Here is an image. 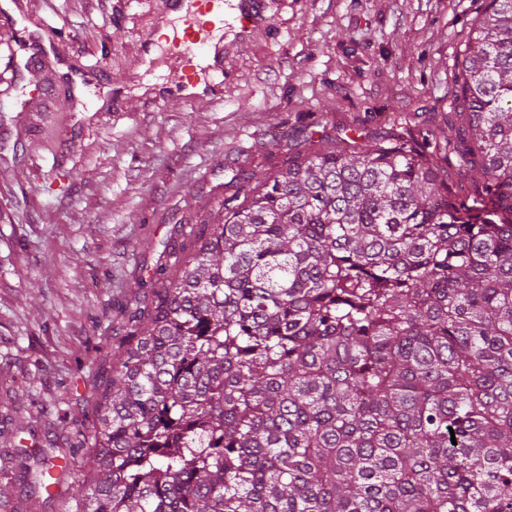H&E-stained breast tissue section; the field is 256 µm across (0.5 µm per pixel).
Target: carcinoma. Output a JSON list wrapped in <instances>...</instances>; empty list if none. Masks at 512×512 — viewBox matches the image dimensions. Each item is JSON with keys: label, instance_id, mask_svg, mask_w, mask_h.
I'll use <instances>...</instances> for the list:
<instances>
[{"label": "carcinoma", "instance_id": "obj_1", "mask_svg": "<svg viewBox=\"0 0 512 512\" xmlns=\"http://www.w3.org/2000/svg\"><path fill=\"white\" fill-rule=\"evenodd\" d=\"M456 86L449 137L232 171L221 222L123 308L92 429L20 459L31 487L72 479L64 512H512V0ZM447 168L452 191L460 197H466L469 193L474 192L475 183L480 181L476 171L459 167L457 158L450 153H448Z\"/></svg>", "mask_w": 512, "mask_h": 512}]
</instances>
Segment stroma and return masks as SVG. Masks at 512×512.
<instances>
[{
	"mask_svg": "<svg viewBox=\"0 0 512 512\" xmlns=\"http://www.w3.org/2000/svg\"><path fill=\"white\" fill-rule=\"evenodd\" d=\"M209 94L158 89L163 0H0V512L30 508L7 455L92 423L165 244L218 223L225 171L264 176L306 140L444 130L483 0H255ZM51 37L59 52H41Z\"/></svg>",
	"mask_w": 512,
	"mask_h": 512,
	"instance_id": "stroma-1",
	"label": "stroma"
}]
</instances>
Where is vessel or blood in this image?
Here are the masks:
<instances>
[{
    "mask_svg": "<svg viewBox=\"0 0 512 512\" xmlns=\"http://www.w3.org/2000/svg\"><path fill=\"white\" fill-rule=\"evenodd\" d=\"M179 28L166 39L167 53L175 62V84L186 90L208 83L211 70H223L224 45L215 42L217 19L224 16L225 0H187ZM236 38L246 39L257 27L252 0H237Z\"/></svg>",
    "mask_w": 512,
    "mask_h": 512,
    "instance_id": "1",
    "label": "vessel or blood"
}]
</instances>
